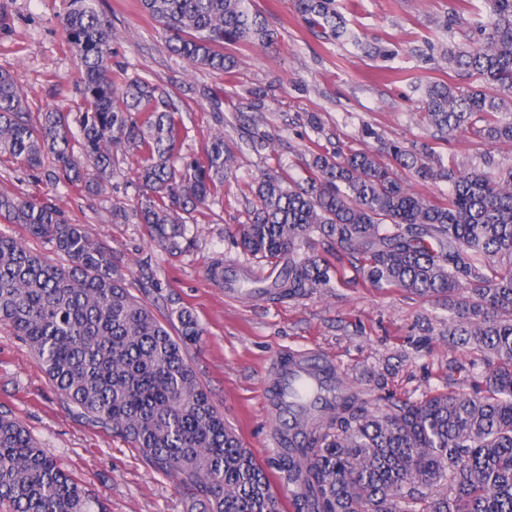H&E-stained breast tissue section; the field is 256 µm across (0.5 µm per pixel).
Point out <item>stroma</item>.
<instances>
[{
  "mask_svg": "<svg viewBox=\"0 0 512 512\" xmlns=\"http://www.w3.org/2000/svg\"><path fill=\"white\" fill-rule=\"evenodd\" d=\"M70 0H0V70L13 74L31 112L53 107L76 109L79 60L59 25ZM277 34L266 49L252 44L225 46L237 65L230 74L195 69L165 48V34L138 0H98L112 22L116 62L167 89L193 85L182 112L188 129L181 153L201 155L216 130L234 154L233 172L215 202L187 219L188 248L170 251L153 241L132 213L138 206L132 183L137 162L118 160L106 191L53 184L45 174L0 160V193L22 194L56 203L73 223L122 260L130 292L149 296L161 322L173 309L193 310L204 328L190 346L188 360L213 394L225 421L267 471L282 512H298L295 495L278 467L281 454L271 440L275 426L262 400L269 367L290 350L310 349L337 364L343 381L369 399L381 392L417 401L437 392L474 394L484 385L483 370L459 373L464 356L448 337L445 301L331 281L293 299L265 301L227 292L207 275L215 259L225 269L262 276L264 263L233 244L239 224L254 203L252 182L277 171L300 180L318 141L308 124L317 116L333 143L356 150L379 142L432 141L423 114L421 87L430 81L458 86L471 82L459 69L427 62L431 46L465 47L475 38V22L485 20L482 0H336L355 41L325 38L299 15L293 0H254ZM390 49L372 56L368 47ZM221 89L213 106L200 88ZM266 108L250 112L253 92ZM269 136L273 151L262 155L246 146L247 133ZM437 154L457 167L482 165L485 157L512 165V142H490L462 130L432 141ZM129 212L113 218V204ZM20 420L32 437L110 512H188L189 491L153 470L131 443L92 424L63 403L40 361L6 326L0 325V412Z\"/></svg>",
  "mask_w": 512,
  "mask_h": 512,
  "instance_id": "obj_1",
  "label": "stroma"
}]
</instances>
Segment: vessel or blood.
Segmentation results:
<instances>
[{
  "instance_id": "vessel-or-blood-1",
  "label": "vessel or blood",
  "mask_w": 512,
  "mask_h": 512,
  "mask_svg": "<svg viewBox=\"0 0 512 512\" xmlns=\"http://www.w3.org/2000/svg\"><path fill=\"white\" fill-rule=\"evenodd\" d=\"M337 376L333 362L306 351L293 352L290 363L276 365L271 390L263 401L265 412L276 421L272 437L275 447H285L288 442L298 438L292 414V394L296 385L302 381L311 383L319 390L321 398L325 399L329 397Z\"/></svg>"
}]
</instances>
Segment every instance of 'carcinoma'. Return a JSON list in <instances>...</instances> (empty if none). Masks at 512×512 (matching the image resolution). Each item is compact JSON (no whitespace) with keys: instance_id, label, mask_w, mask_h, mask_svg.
<instances>
[{"instance_id":"1","label":"carcinoma","mask_w":512,"mask_h":512,"mask_svg":"<svg viewBox=\"0 0 512 512\" xmlns=\"http://www.w3.org/2000/svg\"><path fill=\"white\" fill-rule=\"evenodd\" d=\"M97 0H71L61 24L81 66L83 100L74 120L48 109L32 119L14 77L0 71V157L100 193L117 154L140 159L136 216L166 249H181L185 215L224 184L232 157L213 136L200 157L177 159L188 137L170 91L112 66V26ZM489 19L465 49L440 60L479 79L477 87L431 81L424 117L441 137L472 129L512 142V0H485ZM165 32L168 51L190 65L229 74L226 44L269 48L275 33L253 0H140ZM311 28L349 36L335 0H295ZM383 150L422 182H446L448 200L410 191L371 150L322 147L308 176L265 173L236 244L280 268L254 298H295L322 288L345 265L376 288L442 298L448 335L498 364L480 394L437 393L380 407L336 381L333 399L299 398L302 441L279 467L297 484L299 512H512V166L485 161L462 171L426 142ZM0 218L49 239L57 264L0 234V324L39 358L48 381L79 414L123 437L156 471L192 491L196 512H281L270 479L242 446L187 357L203 328L187 308L172 311L178 337L134 296L112 252L51 202L0 193ZM336 247V262L295 257L311 234ZM10 512H108L18 420L0 412V504Z\"/></svg>"}]
</instances>
